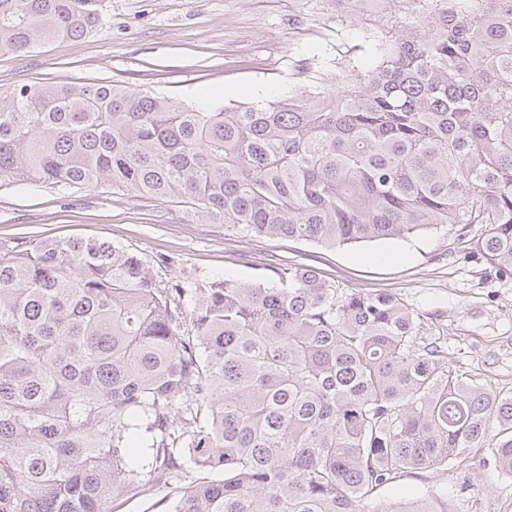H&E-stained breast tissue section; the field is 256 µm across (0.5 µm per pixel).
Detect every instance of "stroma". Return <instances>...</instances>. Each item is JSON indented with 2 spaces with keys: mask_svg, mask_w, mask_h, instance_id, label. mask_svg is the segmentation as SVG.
I'll list each match as a JSON object with an SVG mask.
<instances>
[{
  "mask_svg": "<svg viewBox=\"0 0 512 512\" xmlns=\"http://www.w3.org/2000/svg\"><path fill=\"white\" fill-rule=\"evenodd\" d=\"M403 0H104V22L77 40L17 55L0 52V90L37 82L112 80L188 105L252 102L309 84L323 61L364 60L359 37L407 21ZM96 237L147 260L160 283L200 288L247 283L276 261L316 268L342 290L395 293L418 314L423 338L448 347L452 368L512 389V278L458 253L451 226L405 238L324 248L205 223L190 208L135 199L106 186L0 188V240ZM468 498L451 496L454 483ZM447 495L451 512H512V476L491 469H425L394 489L397 497Z\"/></svg>",
  "mask_w": 512,
  "mask_h": 512,
  "instance_id": "35a3bbf8",
  "label": "stroma"
}]
</instances>
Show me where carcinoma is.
<instances>
[{"mask_svg": "<svg viewBox=\"0 0 512 512\" xmlns=\"http://www.w3.org/2000/svg\"><path fill=\"white\" fill-rule=\"evenodd\" d=\"M102 2L0 0V52L81 38ZM406 2L412 22L362 38L373 69L271 100L0 92V187L103 185L322 247L450 224L510 278L512 0ZM186 293L119 243L0 242V512H120L162 478L170 512H448L382 492L478 448L512 476V391L453 372L396 295L295 264L196 288L187 318Z\"/></svg>", "mask_w": 512, "mask_h": 512, "instance_id": "1", "label": "carcinoma"}]
</instances>
